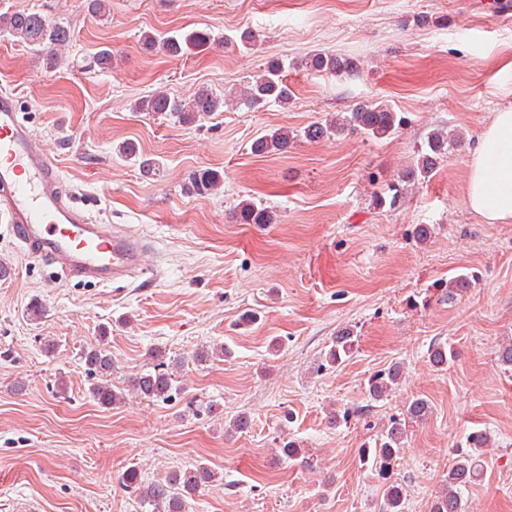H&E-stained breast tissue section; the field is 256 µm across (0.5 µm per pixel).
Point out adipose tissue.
I'll list each match as a JSON object with an SVG mask.
<instances>
[{"instance_id": "ef3b65f1", "label": "adipose tissue", "mask_w": 512, "mask_h": 512, "mask_svg": "<svg viewBox=\"0 0 512 512\" xmlns=\"http://www.w3.org/2000/svg\"><path fill=\"white\" fill-rule=\"evenodd\" d=\"M465 197L488 223H512L511 108L496 112L483 130L468 165Z\"/></svg>"}]
</instances>
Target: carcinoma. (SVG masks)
Wrapping results in <instances>:
<instances>
[{
	"label": "carcinoma",
	"mask_w": 512,
	"mask_h": 512,
	"mask_svg": "<svg viewBox=\"0 0 512 512\" xmlns=\"http://www.w3.org/2000/svg\"><path fill=\"white\" fill-rule=\"evenodd\" d=\"M0 32L37 52L51 69L62 63L59 50L68 46L73 37L69 26L33 11L0 14ZM210 43V35L201 31L168 36L146 33L142 38L144 50H159L171 57H181ZM303 66L311 71L336 75L353 76L360 72L357 59L343 58L330 51H319L309 56ZM286 69V64L280 60L268 62L258 76L243 85L239 94L240 103L253 109L270 102L288 104L292 98V90L286 80ZM224 104L223 96L208 89L200 90L188 101L175 99L167 92L157 90L138 99L134 109L148 115L172 116L178 122L189 125L224 111ZM404 122L405 117L401 113L384 103H360L349 112H341L323 121L314 122L301 131L294 132L286 127L271 130L253 141L251 149L257 155L286 153L299 139L316 141L337 138L349 131H358L371 139H383L396 134ZM458 142V138L443 129L431 130L417 147L412 164L403 171L397 182L387 186L386 191L374 195V205L393 207L402 198L403 185L430 180L448 150ZM115 151L122 157L139 158L144 174L157 175L159 164L151 158L141 157L135 142L125 141L116 146ZM223 184V177L219 172L206 169L194 174L188 189L197 195H205L217 191ZM277 219L278 216L273 210L250 201L242 202L235 213V220L241 224H275ZM471 286L472 279L467 274L436 284V288L441 290V298L448 301L454 300ZM357 342L358 338L352 330L338 332L316 371L342 364L351 356ZM429 358L436 369L442 370L455 358V352L447 344L437 343L430 349ZM82 359L90 378V396L102 406L109 407L122 402L123 393L116 391L109 380L112 374V356L107 350H86ZM403 374L404 366L398 362L377 371L368 379V394L375 401L383 399L399 386ZM133 388L140 398L156 402L169 401L180 391L178 380L169 370V364L159 354L152 355L150 367L138 374ZM430 412L431 407L427 400L421 397L412 399L403 417L390 420V425L376 439L374 447L363 449L362 458L371 462L381 477L389 478L398 455L405 447L407 422L422 421ZM467 446L468 451L459 452L448 468L442 488L431 502L430 512H465L462 488L480 478L482 470L477 457L483 454L484 449L493 446V443L487 433L474 431L467 436ZM212 481L213 472L201 464L170 471L163 479L144 490L140 489L137 470L130 469L125 474L126 484L142 490L144 501L159 512H185L186 498L195 495ZM383 509L384 512H403V488L395 481L387 483Z\"/></svg>",
	"instance_id": "obj_1"
}]
</instances>
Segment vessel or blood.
Masks as SVG:
<instances>
[{
    "label": "vessel or blood",
    "mask_w": 512,
    "mask_h": 512,
    "mask_svg": "<svg viewBox=\"0 0 512 512\" xmlns=\"http://www.w3.org/2000/svg\"><path fill=\"white\" fill-rule=\"evenodd\" d=\"M0 220L32 260L98 286L142 272L150 249L146 239L91 219L6 91L0 92Z\"/></svg>",
    "instance_id": "vessel-or-blood-1"
}]
</instances>
